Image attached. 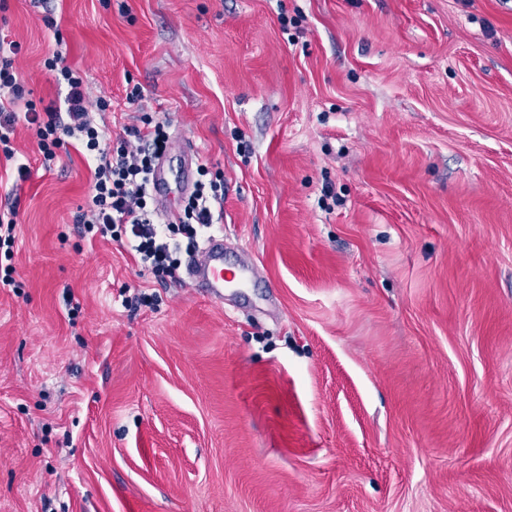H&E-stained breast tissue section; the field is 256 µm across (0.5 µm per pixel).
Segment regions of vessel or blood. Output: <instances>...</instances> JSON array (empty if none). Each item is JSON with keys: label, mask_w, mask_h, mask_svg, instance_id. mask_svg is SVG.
I'll return each instance as SVG.
<instances>
[{"label": "vessel or blood", "mask_w": 512, "mask_h": 512, "mask_svg": "<svg viewBox=\"0 0 512 512\" xmlns=\"http://www.w3.org/2000/svg\"><path fill=\"white\" fill-rule=\"evenodd\" d=\"M182 164L176 175H169L167 159H160L151 176V190L163 212H171L170 205L171 181H178L181 189H189L193 184V170L197 163L196 153L189 148H181ZM187 279L215 300H223L224 285L228 277L242 281L255 278L259 274L258 267L253 261L243 262L235 270L224 267V236L217 233L209 235L205 246L192 255L185 269Z\"/></svg>", "instance_id": "1"}]
</instances>
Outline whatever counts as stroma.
Masks as SVG:
<instances>
[{
    "instance_id": "35a3bbf8",
    "label": "stroma",
    "mask_w": 512,
    "mask_h": 512,
    "mask_svg": "<svg viewBox=\"0 0 512 512\" xmlns=\"http://www.w3.org/2000/svg\"><path fill=\"white\" fill-rule=\"evenodd\" d=\"M34 99L224 180L223 301L89 237L18 122L0 512H512V0H0ZM137 100H129L132 88Z\"/></svg>"
}]
</instances>
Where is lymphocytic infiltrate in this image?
I'll use <instances>...</instances> for the list:
<instances>
[{
    "instance_id": "f902f5d3",
    "label": "lymphocytic infiltrate",
    "mask_w": 512,
    "mask_h": 512,
    "mask_svg": "<svg viewBox=\"0 0 512 512\" xmlns=\"http://www.w3.org/2000/svg\"><path fill=\"white\" fill-rule=\"evenodd\" d=\"M17 43H0V155L14 161L12 135L17 121L36 126L44 162L56 148L73 139L93 165V180L81 221L92 234L123 233L141 268L154 275L173 274L177 256L194 253L199 237L224 217V186L200 168L193 191L184 197L178 218L158 223L150 207L149 177L155 162L167 152L169 135L162 122L146 117L129 137L107 138L92 114L110 106L105 98L88 101L81 75L65 65L62 52L45 62L56 81L67 89L64 108H39L14 71Z\"/></svg>"
}]
</instances>
